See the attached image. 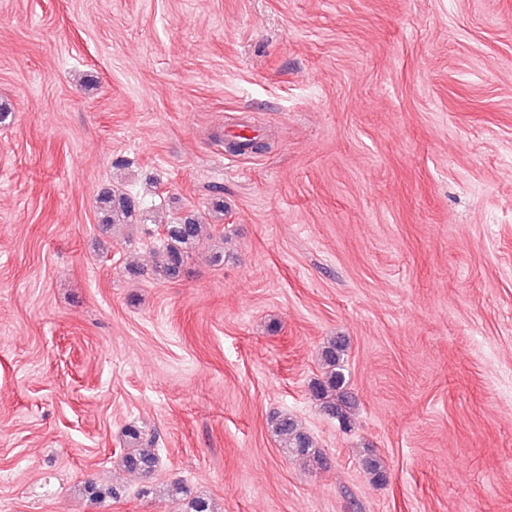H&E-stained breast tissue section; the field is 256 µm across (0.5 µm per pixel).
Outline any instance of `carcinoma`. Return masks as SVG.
Segmentation results:
<instances>
[{
    "label": "carcinoma",
    "instance_id": "cac0c4a2",
    "mask_svg": "<svg viewBox=\"0 0 512 512\" xmlns=\"http://www.w3.org/2000/svg\"><path fill=\"white\" fill-rule=\"evenodd\" d=\"M101 224L112 227L116 224H141L144 215L140 203L125 193L108 192L99 198ZM203 216L193 213L173 224H159L162 230L161 245L155 250L153 274L170 279L178 277L184 270L190 254L203 243ZM345 341L334 337L321 351L324 366L323 379L312 386L314 396L322 401V408L328 415L345 422L347 409L351 408L352 396L345 387L344 356ZM271 432L289 454L309 462L321 463L312 437L299 422L288 414H276L270 419ZM126 437L133 451L122 457L124 468L138 474H151L156 466V456L150 450L152 443H143L141 431L135 427L126 430Z\"/></svg>",
    "mask_w": 512,
    "mask_h": 512
}]
</instances>
